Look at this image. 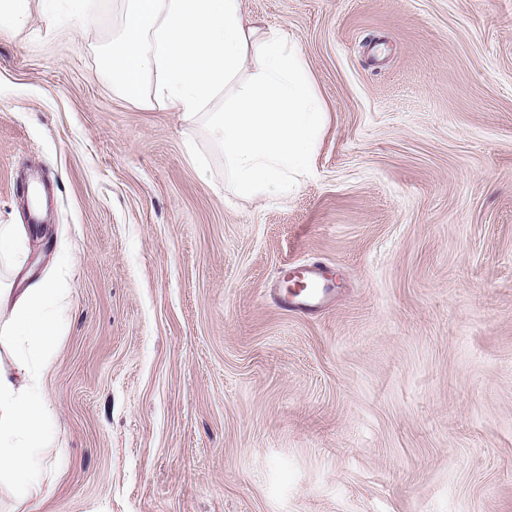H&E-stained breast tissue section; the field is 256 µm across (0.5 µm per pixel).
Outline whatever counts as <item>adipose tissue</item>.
I'll return each mask as SVG.
<instances>
[{"label": "adipose tissue", "instance_id": "1", "mask_svg": "<svg viewBox=\"0 0 512 512\" xmlns=\"http://www.w3.org/2000/svg\"><path fill=\"white\" fill-rule=\"evenodd\" d=\"M109 67L123 96L164 101L191 125L209 121L237 190L288 193L291 173L312 159L324 114L302 59L280 35L247 26L241 0H126ZM246 67L251 76L245 81ZM218 89L223 111L202 113ZM64 299L54 277L28 279L18 292L0 285V305L12 306L0 343L49 361L56 342L53 312ZM46 435L38 372L23 362L17 373L0 371V476L29 496L40 491L32 460Z\"/></svg>", "mask_w": 512, "mask_h": 512}]
</instances>
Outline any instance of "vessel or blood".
Returning <instances> with one entry per match:
<instances>
[{
	"label": "vessel or blood",
	"mask_w": 512,
	"mask_h": 512,
	"mask_svg": "<svg viewBox=\"0 0 512 512\" xmlns=\"http://www.w3.org/2000/svg\"><path fill=\"white\" fill-rule=\"evenodd\" d=\"M277 277L283 288L276 301L290 312L317 311L333 292L328 270L318 265L290 263L279 269Z\"/></svg>",
	"instance_id": "obj_1"
}]
</instances>
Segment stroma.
I'll return each mask as SVG.
<instances>
[{
	"label": "stroma",
	"mask_w": 512,
	"mask_h": 512,
	"mask_svg": "<svg viewBox=\"0 0 512 512\" xmlns=\"http://www.w3.org/2000/svg\"><path fill=\"white\" fill-rule=\"evenodd\" d=\"M0 31V225L60 275L44 493L0 512H512V0H242L297 50L325 129L288 195L106 68L123 0ZM336 296L281 309L278 268Z\"/></svg>",
	"instance_id": "obj_1"
}]
</instances>
